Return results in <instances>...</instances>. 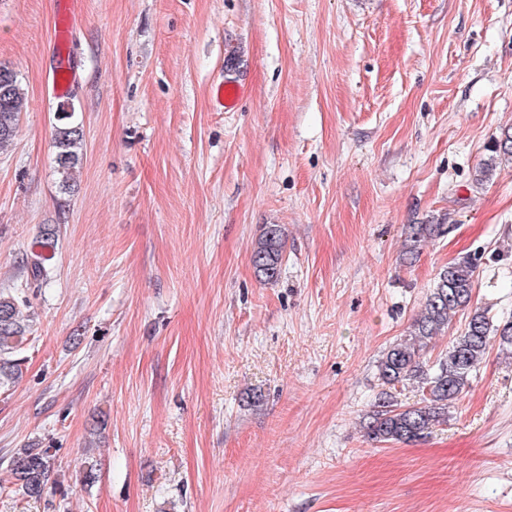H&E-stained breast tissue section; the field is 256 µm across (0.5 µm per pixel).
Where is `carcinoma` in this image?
<instances>
[{"label": "carcinoma", "instance_id": "carcinoma-1", "mask_svg": "<svg viewBox=\"0 0 512 512\" xmlns=\"http://www.w3.org/2000/svg\"><path fill=\"white\" fill-rule=\"evenodd\" d=\"M9 76L7 87H0V149L10 145L17 132L25 98L17 75L0 68ZM56 170L61 189L71 190L74 172L81 164L83 131L75 121V112L60 108L55 125ZM512 158V132L503 131L488 149V157L476 171L475 182L488 180L500 160ZM449 224H409L406 226L400 260L412 265L423 248L433 239L449 232ZM57 246L55 229L41 231L39 250L23 260L31 280L40 281L48 274L47 264ZM283 258V232L278 224L264 226L253 248L251 262L257 278L275 281ZM479 257L468 254L443 268L414 320L410 338L391 345L378 361V380L382 391L367 414L364 430L375 443H413L425 439L437 426L448 422V409L463 395L472 372L485 358L491 337L512 349V320L493 323L488 312L471 308L475 273ZM469 310L464 330L455 337L448 353L430 361L428 342L448 328L459 311ZM27 341L26 324L19 301L0 294V381L13 380L21 372L16 354ZM415 384L422 398L414 404L398 403L394 389ZM53 470L48 448H23L14 457L11 476L17 490L27 499L38 500L45 493Z\"/></svg>", "mask_w": 512, "mask_h": 512}]
</instances>
